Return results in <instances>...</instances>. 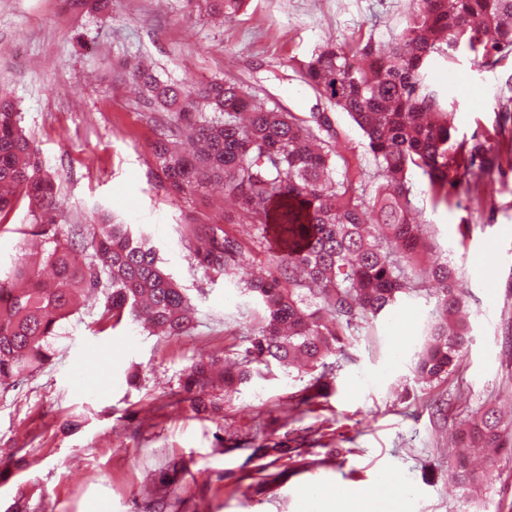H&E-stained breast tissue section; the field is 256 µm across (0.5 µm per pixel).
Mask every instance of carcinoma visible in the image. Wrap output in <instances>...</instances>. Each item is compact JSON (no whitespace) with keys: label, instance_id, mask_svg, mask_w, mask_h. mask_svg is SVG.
<instances>
[{"label":"carcinoma","instance_id":"1","mask_svg":"<svg viewBox=\"0 0 512 512\" xmlns=\"http://www.w3.org/2000/svg\"><path fill=\"white\" fill-rule=\"evenodd\" d=\"M245 0H209L210 11L230 19ZM469 53L493 68L512 53V0H421L385 57L371 41L356 46L329 41L317 47L296 73L323 99L324 109L303 120L269 106L251 85L212 79L187 91L152 70L132 67L133 81L170 122L153 145V160L178 195L224 186L238 204L226 224L273 225L280 247L275 272L249 282L257 300L258 325L243 361L224 372L227 395L254 378L252 363L266 369L298 360L311 371L344 352L358 321L377 318L403 295L426 287L419 264L422 228L414 221L412 182L427 181L434 205L448 203V188L467 193L501 169L504 156L476 141L456 137L453 113L429 72L440 59ZM344 112L372 156L376 189L367 197L364 174L350 169L336 150L339 131L332 111ZM33 216L53 209L54 178L43 171L37 150L23 133L16 105L0 94V221L21 200ZM32 234L51 247L37 265L20 262L0 278V387L19 382L56 355L63 321L75 312L82 292L104 296L103 328L131 321L167 337L195 328L190 298L164 270L156 248L133 237L128 224H93L62 239L54 224H35ZM207 245L196 251L206 270L232 275L240 268L242 245L213 224ZM436 320L417 354V374L440 379L453 371L470 342L464 290L455 268L433 261ZM214 358H202L184 375L179 394L194 408L213 384ZM325 373L306 386L299 403L322 396ZM474 416L480 428L469 448L480 453L506 447L501 419L490 407ZM282 443L261 445L252 456L290 458Z\"/></svg>","mask_w":512,"mask_h":512}]
</instances>
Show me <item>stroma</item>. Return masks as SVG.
<instances>
[{
    "mask_svg": "<svg viewBox=\"0 0 512 512\" xmlns=\"http://www.w3.org/2000/svg\"><path fill=\"white\" fill-rule=\"evenodd\" d=\"M418 0H247L234 18L211 17L205 0H0V93L12 97L21 126L57 183L62 230L111 217L147 237L195 309L192 335L165 337L131 324L100 330L103 296L89 297L63 323L52 364L0 392V505L26 499L30 512H153V474L166 461L181 470L166 512H304L305 489L350 496L396 476L410 512H512V451L473 454L476 484L459 480L471 411L493 407L512 431V172L483 181L478 199L451 193L433 206L414 179L415 216L434 252L463 275L471 340L447 378L426 382L414 369L434 318L435 283L361 322L333 357L329 389L299 402L311 374L274 370L195 413L181 402L180 377L199 357L240 358L256 303L239 276L200 268L201 225L221 219L218 187L169 195L151 154L166 114L130 87L133 65L193 88L213 78L245 82L269 104L305 115L317 104L293 71L318 45L340 39L389 51ZM512 54L495 68L458 55L432 77L454 108L458 139L493 149L512 144L498 96ZM34 222L19 203L0 222V271L25 256ZM244 243L250 276L272 272L273 248L256 226L230 224ZM101 372L82 374L88 350ZM137 372L138 386L125 376ZM288 443L293 459L253 457L261 444Z\"/></svg>",
    "mask_w": 512,
    "mask_h": 512,
    "instance_id": "1",
    "label": "stroma"
}]
</instances>
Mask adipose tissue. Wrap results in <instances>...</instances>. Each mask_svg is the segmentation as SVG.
Wrapping results in <instances>:
<instances>
[{"label": "adipose tissue", "instance_id": "1", "mask_svg": "<svg viewBox=\"0 0 512 512\" xmlns=\"http://www.w3.org/2000/svg\"><path fill=\"white\" fill-rule=\"evenodd\" d=\"M304 500L313 512H409L407 497L397 492L396 481L391 477L350 497L308 491Z\"/></svg>", "mask_w": 512, "mask_h": 512}]
</instances>
